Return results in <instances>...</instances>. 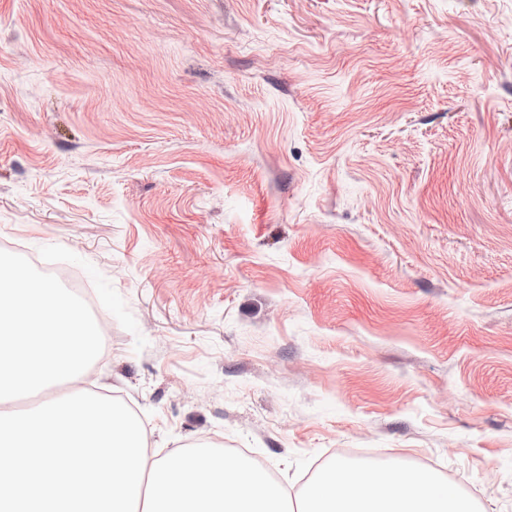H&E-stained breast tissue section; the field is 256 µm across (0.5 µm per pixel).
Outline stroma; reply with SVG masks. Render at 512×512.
<instances>
[{
    "instance_id": "stroma-1",
    "label": "stroma",
    "mask_w": 512,
    "mask_h": 512,
    "mask_svg": "<svg viewBox=\"0 0 512 512\" xmlns=\"http://www.w3.org/2000/svg\"><path fill=\"white\" fill-rule=\"evenodd\" d=\"M79 273L164 457L512 512V0H0V250Z\"/></svg>"
}]
</instances>
